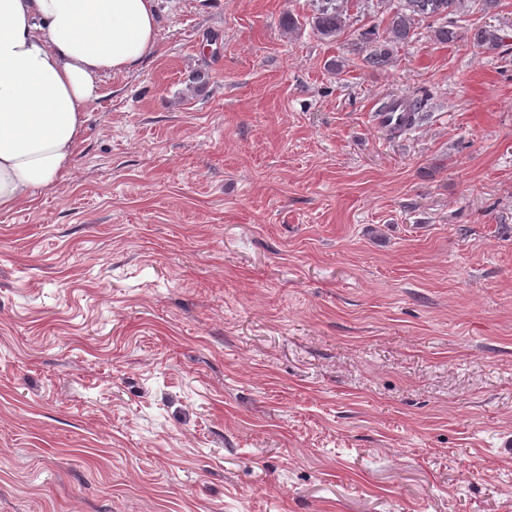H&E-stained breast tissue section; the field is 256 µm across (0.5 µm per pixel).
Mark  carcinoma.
Returning <instances> with one entry per match:
<instances>
[{
  "label": "carcinoma",
  "instance_id": "1",
  "mask_svg": "<svg viewBox=\"0 0 512 512\" xmlns=\"http://www.w3.org/2000/svg\"><path fill=\"white\" fill-rule=\"evenodd\" d=\"M464 0H399L398 5L389 10L385 19V27L374 24L360 33L361 49L366 52L365 63L380 69L393 60L394 49L410 41L423 21L437 24L433 29L434 38L441 44H457L470 42L480 48L495 49L505 42L496 29L478 28L474 32L458 25L457 15L460 14ZM311 25L315 33L323 39H334L349 26V15L344 5L337 0H321ZM402 104L409 112L405 125L390 130L392 135L410 132L420 123L428 119L424 111V99L419 97L394 99L382 102L378 114L382 115Z\"/></svg>",
  "mask_w": 512,
  "mask_h": 512
}]
</instances>
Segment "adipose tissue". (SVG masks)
Here are the masks:
<instances>
[{
  "label": "adipose tissue",
  "mask_w": 512,
  "mask_h": 512,
  "mask_svg": "<svg viewBox=\"0 0 512 512\" xmlns=\"http://www.w3.org/2000/svg\"><path fill=\"white\" fill-rule=\"evenodd\" d=\"M156 0H0V211L63 179L103 76L156 49Z\"/></svg>",
  "instance_id": "1"
}]
</instances>
